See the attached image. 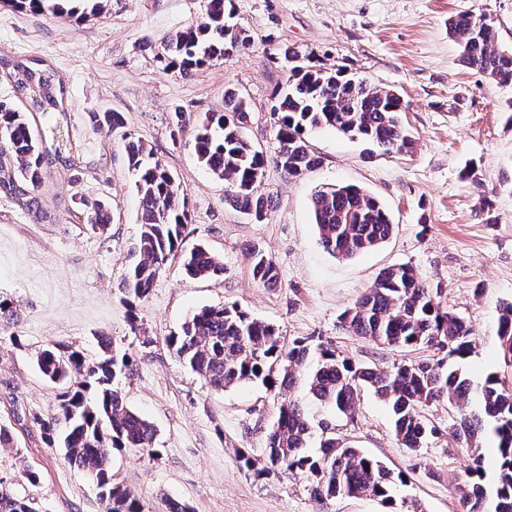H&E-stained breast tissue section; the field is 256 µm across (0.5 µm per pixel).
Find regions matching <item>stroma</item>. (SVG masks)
Listing matches in <instances>:
<instances>
[{
	"label": "stroma",
	"mask_w": 512,
	"mask_h": 512,
	"mask_svg": "<svg viewBox=\"0 0 512 512\" xmlns=\"http://www.w3.org/2000/svg\"><path fill=\"white\" fill-rule=\"evenodd\" d=\"M234 21L253 46L209 63L192 76L164 70L155 54L172 32L199 20L204 0H106L97 16H59L18 10L0 0V50L47 61L68 91L67 120L81 166L57 167L45 206L57 219L36 223L0 196V299L12 317L0 318V426L16 449L0 448V479L33 498L38 512H104L95 486L47 447L32 415L54 413L59 390L34 365L35 354L66 343L95 356L99 337H112L135 359L121 380L129 406L158 430L157 456L113 452L114 482L133 490L144 512H167L187 502L193 512H387L369 498L314 499L309 480L279 472L258 480L238 462L240 449L262 458L265 434L279 400L257 384L221 393L186 370L164 343L195 310L238 304L276 325L285 339L322 340L368 365L434 357L431 348L392 350L351 335L340 315L386 267L411 265L443 289L442 304L473 329L465 370L473 379L493 374L512 387V368L500 359L495 335L500 307L512 301V85L464 66L448 33L449 18L486 14L498 45L512 52V0H233ZM322 68L396 90L414 146L383 153L332 130L307 132L320 165L287 178L267 165L263 186L274 199L264 223L224 202L226 184L196 160L194 132L169 137L174 110L220 112L224 90L248 100L246 136L267 155L278 142L271 107L285 86L288 51ZM118 111L124 130L96 122L94 113ZM132 133L173 169L187 195L192 220L186 246L202 244L224 259L222 274L187 277L168 261L150 295L138 303V322L153 346L130 331L119 285L139 234V199L128 167L124 133ZM356 184L373 194L396 226L382 246L350 259L326 252L313 222L318 190ZM112 205L107 233L93 232L83 205ZM263 250L280 281L257 283L250 255ZM311 415H326L339 436L400 474L396 495L423 512H463L460 486L472 451L448 433L447 402L425 408L438 434L421 451L397 441L388 406L363 392L354 418L323 412L304 388L294 392ZM31 466L38 485L21 473Z\"/></svg>",
	"instance_id": "35a3bbf8"
}]
</instances>
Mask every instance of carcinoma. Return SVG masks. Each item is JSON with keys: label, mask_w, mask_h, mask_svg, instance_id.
Wrapping results in <instances>:
<instances>
[{"label": "carcinoma", "mask_w": 512, "mask_h": 512, "mask_svg": "<svg viewBox=\"0 0 512 512\" xmlns=\"http://www.w3.org/2000/svg\"><path fill=\"white\" fill-rule=\"evenodd\" d=\"M22 10L61 12L65 0H13ZM233 15L232 0H205L201 20L170 35L158 54L163 68L188 77L215 59L246 49L251 36L242 27L224 25ZM460 41L461 59L502 85L512 84V53L498 48V32L491 20L461 14L448 22ZM294 62L285 89L272 106L278 149L269 159L245 135L250 119L247 99L232 89L224 93V111L205 112L195 121V156L210 174L228 183L225 202L251 220L262 223L272 200L262 188L268 163L284 175L297 177L319 165L306 133L332 129L370 142L386 152L405 151L413 139L403 125V99L392 90L355 80L342 68L327 71L288 52ZM0 78L25 110L0 104V194L32 214L40 223L52 222L40 194L50 188L57 166L76 167L69 127L51 121L40 128L32 112H66V86L55 70L38 58L17 60L0 51ZM129 168L140 201L139 235L135 260L121 282L131 332L138 329L136 303L145 300L169 259L179 256L188 275L209 278L224 271L223 259L196 247L182 251L190 221L188 200L174 173L132 134L124 135ZM314 224L322 247L351 258L386 243L396 224L386 208L365 189L344 185L319 192L313 199ZM87 223L103 231L112 224V207L96 202L87 207ZM252 274L265 286L279 282L271 257L251 253ZM442 288L429 284L410 265L387 267L374 283L340 316L353 335L387 348H432L440 358L403 360L390 366H368L342 356L310 337L284 342L278 327L251 316L237 304L207 306L164 338L166 346L189 371L211 390L224 391L243 383H258L281 399L278 416L267 431L265 466L257 467L250 452H239L240 466L262 478L279 470L304 474L314 498L373 497L394 501L401 476L379 459L336 436L324 437L319 450L307 451L313 424L291 392L302 384L320 402L346 417L356 412L362 390H371L393 414L395 436L404 448L417 452L436 434L421 410L446 400L455 409L451 435L473 449L467 479L460 487L465 512H512V388L490 375L473 381L463 362L472 352V329L441 305ZM496 335L503 362L512 366V301L498 316ZM100 353L89 359L67 344L55 343L36 355L41 374L62 384L55 415L31 417L47 446L56 443L59 424L65 461L94 477L106 512H144L130 489L113 482L112 451L135 450L154 456L156 429L131 409L119 388L120 377L133 373V360L109 337L99 341ZM489 437L498 449L497 472L485 482L479 454ZM0 512H36L30 499L0 481Z\"/></svg>", "instance_id": "cac0c4a2"}]
</instances>
